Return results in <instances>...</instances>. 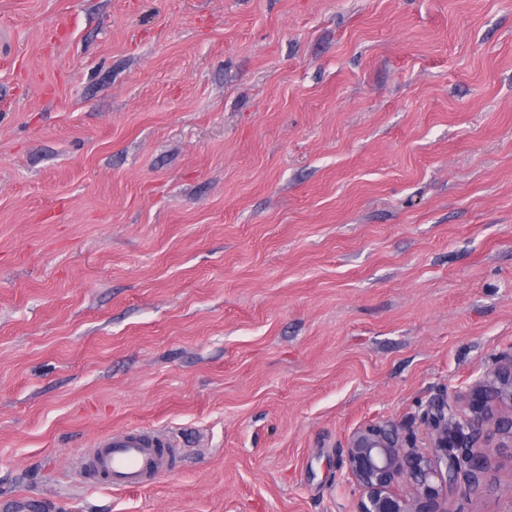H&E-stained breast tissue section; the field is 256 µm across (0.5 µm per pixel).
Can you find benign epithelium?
<instances>
[{
  "label": "benign epithelium",
  "instance_id": "7a95c632",
  "mask_svg": "<svg viewBox=\"0 0 512 512\" xmlns=\"http://www.w3.org/2000/svg\"><path fill=\"white\" fill-rule=\"evenodd\" d=\"M465 410L441 398L425 414L423 448L408 445L393 425L355 429L346 448L347 474L359 491L355 512H448V499L466 501L489 467L490 432L512 444V351L475 376L463 395Z\"/></svg>",
  "mask_w": 512,
  "mask_h": 512
}]
</instances>
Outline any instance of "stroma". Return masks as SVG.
<instances>
[{
    "mask_svg": "<svg viewBox=\"0 0 512 512\" xmlns=\"http://www.w3.org/2000/svg\"><path fill=\"white\" fill-rule=\"evenodd\" d=\"M510 350L512 0H0V494L354 512L351 432ZM173 444L161 431L134 429L108 432L87 448L82 468L113 488H133L169 471Z\"/></svg>",
    "mask_w": 512,
    "mask_h": 512,
    "instance_id": "stroma-1",
    "label": "stroma"
}]
</instances>
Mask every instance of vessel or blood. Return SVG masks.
<instances>
[{"label": "vessel or blood", "instance_id": "vessel-or-blood-1", "mask_svg": "<svg viewBox=\"0 0 512 512\" xmlns=\"http://www.w3.org/2000/svg\"><path fill=\"white\" fill-rule=\"evenodd\" d=\"M173 444L161 431L134 429L108 432L87 448L82 467L115 488H133L146 480L164 476L169 470ZM5 512H43L42 498L26 494L0 498Z\"/></svg>", "mask_w": 512, "mask_h": 512}]
</instances>
